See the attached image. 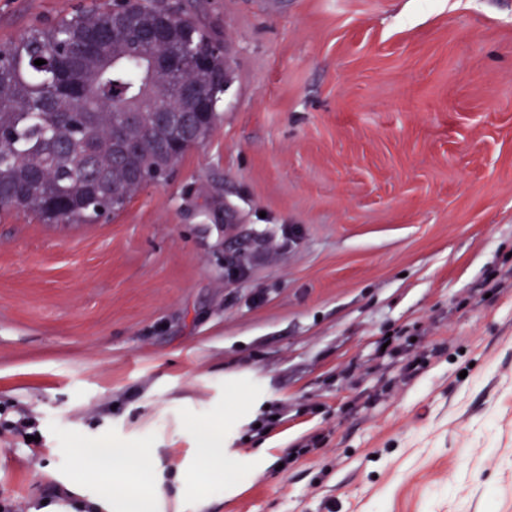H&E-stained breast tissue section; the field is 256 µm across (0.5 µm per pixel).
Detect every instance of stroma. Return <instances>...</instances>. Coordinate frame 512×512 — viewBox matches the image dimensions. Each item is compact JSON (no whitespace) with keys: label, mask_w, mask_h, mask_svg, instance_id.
I'll return each mask as SVG.
<instances>
[{"label":"stroma","mask_w":512,"mask_h":512,"mask_svg":"<svg viewBox=\"0 0 512 512\" xmlns=\"http://www.w3.org/2000/svg\"><path fill=\"white\" fill-rule=\"evenodd\" d=\"M193 5L208 137L108 220L0 209V503L75 512L107 440L179 512H512V0ZM223 443V435L219 431H213L206 435L201 441V448H199V466L205 468L210 460L224 459V469L221 470L223 483L228 488H233L237 485L245 464L238 456L226 454L222 448ZM78 471L105 479L120 480L127 475H138L152 480L153 459L147 448H112L105 445L91 448L75 458Z\"/></svg>","instance_id":"obj_1"}]
</instances>
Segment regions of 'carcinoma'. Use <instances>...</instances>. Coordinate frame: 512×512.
<instances>
[{
	"label": "carcinoma",
	"instance_id": "obj_1",
	"mask_svg": "<svg viewBox=\"0 0 512 512\" xmlns=\"http://www.w3.org/2000/svg\"><path fill=\"white\" fill-rule=\"evenodd\" d=\"M223 95L224 57L186 0L111 2L30 31L0 52V208L109 218L112 195L140 189L135 172L170 171L209 134Z\"/></svg>",
	"mask_w": 512,
	"mask_h": 512
}]
</instances>
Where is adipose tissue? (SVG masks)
<instances>
[{
  "label": "adipose tissue",
  "instance_id": "adipose-tissue-1",
  "mask_svg": "<svg viewBox=\"0 0 512 512\" xmlns=\"http://www.w3.org/2000/svg\"><path fill=\"white\" fill-rule=\"evenodd\" d=\"M78 471L105 479L120 480L134 474L151 480L153 460L144 448L103 446L84 451L75 459Z\"/></svg>",
  "mask_w": 512,
  "mask_h": 512
}]
</instances>
